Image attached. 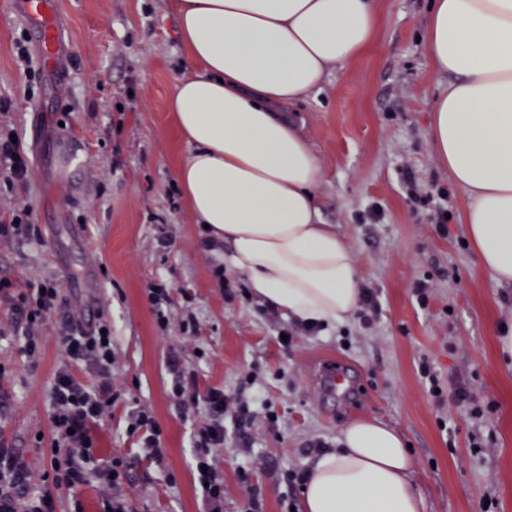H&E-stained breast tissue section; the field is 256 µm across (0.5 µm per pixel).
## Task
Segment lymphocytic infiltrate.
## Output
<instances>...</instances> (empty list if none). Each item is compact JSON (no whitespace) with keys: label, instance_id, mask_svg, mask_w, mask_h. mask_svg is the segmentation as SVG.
Here are the masks:
<instances>
[{"label":"lymphocytic infiltrate","instance_id":"lymphocytic-infiltrate-1","mask_svg":"<svg viewBox=\"0 0 512 512\" xmlns=\"http://www.w3.org/2000/svg\"><path fill=\"white\" fill-rule=\"evenodd\" d=\"M59 292L54 282L24 289L12 307L22 322L25 350L37 355L44 320L55 310ZM62 342L69 357L61 365L50 388L52 481L39 494L28 492V465L18 454L0 449V512H56L60 489L73 490L96 479L105 491L103 512H131L125 494L127 463L120 458L99 465L91 453L95 446L93 428L112 404L109 375L112 367V336L102 324L71 321L62 330ZM92 361L99 376L98 387L92 388L78 379L71 370V361ZM173 397L179 408L203 405L209 422L195 436V471L203 487V500L208 512H223L224 484L212 467L209 451L224 444V412L227 408L224 391L210 388L198 393L194 383L176 377Z\"/></svg>","mask_w":512,"mask_h":512}]
</instances>
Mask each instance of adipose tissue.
Listing matches in <instances>:
<instances>
[{
	"mask_svg": "<svg viewBox=\"0 0 512 512\" xmlns=\"http://www.w3.org/2000/svg\"><path fill=\"white\" fill-rule=\"evenodd\" d=\"M188 67L168 100L191 145L176 171L227 269L288 318L333 327L360 306L351 250L325 224L324 173L287 117L374 41L377 0H175ZM426 48L438 94L430 140L466 196L481 265L512 285V0H431ZM319 455L302 512H425L401 434L372 419Z\"/></svg>",
	"mask_w": 512,
	"mask_h": 512,
	"instance_id": "1",
	"label": "adipose tissue"
}]
</instances>
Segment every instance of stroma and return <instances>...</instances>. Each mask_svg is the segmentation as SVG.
<instances>
[{
	"mask_svg": "<svg viewBox=\"0 0 512 512\" xmlns=\"http://www.w3.org/2000/svg\"><path fill=\"white\" fill-rule=\"evenodd\" d=\"M54 2L69 44L61 78L38 57L20 61L34 30L0 7V129L14 133L29 167L25 183L0 178V221L25 207L32 216L29 237L0 244V279L15 295L44 276L60 288L33 358L0 303V446L25 457L30 491L51 471L49 392L66 359L58 334L79 312L112 329V406L92 454L131 463L134 512L204 510L193 443L206 413L173 401L175 354L200 389L223 388L250 411L239 437L230 410L224 445L211 451L224 512H245L254 498L260 512H293L313 444L336 449L342 430L366 418L410 444L425 512H512V362L494 336L512 318V286L466 243V199L430 144L438 84L423 39L428 0H378L373 44L292 114L324 170V221L348 243L360 288L380 302L371 322L357 314L311 334L226 270L192 221L175 175L189 146L167 107L186 62L173 0ZM419 282L432 286L423 307ZM154 283L169 289L165 330L147 297ZM328 357L343 361L353 400L320 392ZM424 360L442 401L420 375ZM460 382L493 411L473 417L454 397ZM141 409L161 427L163 464L129 431Z\"/></svg>",
	"mask_w": 512,
	"mask_h": 512,
	"instance_id": "35a3bbf8",
	"label": "stroma"
}]
</instances>
